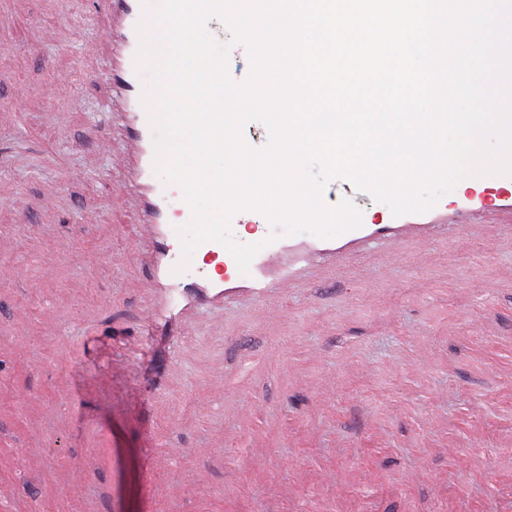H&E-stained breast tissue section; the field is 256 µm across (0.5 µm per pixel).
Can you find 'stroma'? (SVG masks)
Segmentation results:
<instances>
[{"label": "stroma", "mask_w": 512, "mask_h": 512, "mask_svg": "<svg viewBox=\"0 0 512 512\" xmlns=\"http://www.w3.org/2000/svg\"><path fill=\"white\" fill-rule=\"evenodd\" d=\"M0 27V190L19 208L0 210V489L32 512H54L49 479L73 466L84 481L63 487L77 512H157L161 479L209 483L178 497L176 512H488L512 502V251L487 257L478 240L432 244L425 259L373 253L333 279L313 278L254 322L259 302L201 310L170 340L172 365L157 388L146 339L113 334L147 299L132 214L84 211L124 186L114 156L125 147L100 77L82 46L102 23L94 0H9ZM29 90L15 101L14 89ZM67 249L55 248V241ZM58 269L49 283L45 266ZM491 285L477 289L475 281ZM54 306L61 324L41 320ZM42 361L29 369L26 355ZM223 360L224 376L210 371ZM87 366L64 380L72 363ZM146 392L138 408L114 400L128 377ZM253 401L240 422L228 385ZM212 390L196 412L192 393ZM187 417L185 428L167 425ZM276 426L275 447L255 445ZM39 437L49 457L28 468L11 448ZM468 453L456 471L449 448ZM174 466L154 464L157 451ZM421 468L417 485L401 481ZM332 485L319 482L320 470Z\"/></svg>", "instance_id": "obj_1"}]
</instances>
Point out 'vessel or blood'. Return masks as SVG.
<instances>
[{"label": "vessel or blood", "mask_w": 512, "mask_h": 512, "mask_svg": "<svg viewBox=\"0 0 512 512\" xmlns=\"http://www.w3.org/2000/svg\"><path fill=\"white\" fill-rule=\"evenodd\" d=\"M99 12L111 16V23L100 28L95 39L84 48L85 58H95L104 48L112 55L106 81L112 88V103L120 112L130 133L129 188L117 191L107 200L114 212L135 211L148 244L154 248L150 288L158 295L156 303L139 313L143 329L177 332L183 326L186 311L203 302H227L241 295L266 298L285 295L299 287L318 258L355 259L367 248L383 246L388 259H395V245L410 241L427 247L432 237L448 239L462 232H480L486 254H495L502 245L512 246V231L507 234L485 232L489 215L512 216V177H489V189L466 187L454 197L440 201L431 212L394 216L382 220L364 219L359 228L331 238L312 234L281 236L263 248L252 260L248 274H241L231 255L219 243L200 245L198 254L222 257L224 268L204 278L194 274H173V266L182 256L176 226L192 217L189 204L169 207L173 187L164 186L153 168L154 144L147 114L140 102L142 75L134 56L139 40L136 25L146 0H97ZM49 449L41 440L14 451L17 462L31 465L43 462Z\"/></svg>", "instance_id": "vessel-or-blood-1"}]
</instances>
